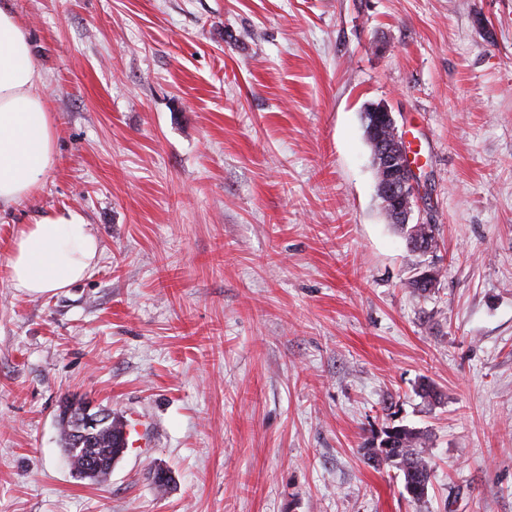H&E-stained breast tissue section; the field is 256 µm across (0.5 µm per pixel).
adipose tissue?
I'll use <instances>...</instances> for the list:
<instances>
[{
  "mask_svg": "<svg viewBox=\"0 0 512 512\" xmlns=\"http://www.w3.org/2000/svg\"><path fill=\"white\" fill-rule=\"evenodd\" d=\"M44 77L27 29L0 7V209L31 197L57 161ZM99 245L82 212L65 208L20 225L7 258L12 288L43 295L83 280Z\"/></svg>",
  "mask_w": 512,
  "mask_h": 512,
  "instance_id": "1",
  "label": "adipose tissue"
}]
</instances>
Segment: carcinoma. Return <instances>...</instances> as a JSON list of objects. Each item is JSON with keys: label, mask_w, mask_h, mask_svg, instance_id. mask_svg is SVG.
<instances>
[{"label": "carcinoma", "mask_w": 512, "mask_h": 512, "mask_svg": "<svg viewBox=\"0 0 512 512\" xmlns=\"http://www.w3.org/2000/svg\"><path fill=\"white\" fill-rule=\"evenodd\" d=\"M405 239L415 236H429L431 246H436V225H399ZM61 443L71 470L78 478L101 484L112 473V465L126 451L125 424L113 417L106 427L87 438L84 447L72 448L71 431L74 430L72 417L67 415L66 406L59 413ZM428 435L416 428L395 426L384 431L379 444L365 449L368 459L390 464L402 472L404 489L414 501L425 498L431 481L432 461L427 454Z\"/></svg>", "instance_id": "1"}]
</instances>
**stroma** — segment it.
Wrapping results in <instances>:
<instances>
[{
  "mask_svg": "<svg viewBox=\"0 0 512 512\" xmlns=\"http://www.w3.org/2000/svg\"><path fill=\"white\" fill-rule=\"evenodd\" d=\"M8 2L58 163L0 210V512H512V0ZM378 103L425 254L376 197ZM64 207L98 263L16 291V230ZM73 397L138 425L106 483ZM392 425L429 436L423 500L364 454Z\"/></svg>",
  "mask_w": 512,
  "mask_h": 512,
  "instance_id": "1",
  "label": "stroma"
}]
</instances>
